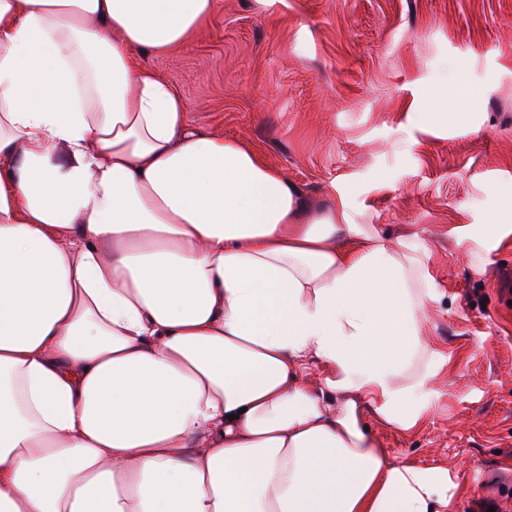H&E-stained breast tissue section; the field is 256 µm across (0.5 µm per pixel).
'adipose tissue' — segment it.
<instances>
[{"instance_id": "1", "label": "adipose tissue", "mask_w": 512, "mask_h": 512, "mask_svg": "<svg viewBox=\"0 0 512 512\" xmlns=\"http://www.w3.org/2000/svg\"><path fill=\"white\" fill-rule=\"evenodd\" d=\"M213 7L0 0V512H450L365 425L436 399L423 257L134 62Z\"/></svg>"}]
</instances>
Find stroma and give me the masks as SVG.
Here are the masks:
<instances>
[{
    "mask_svg": "<svg viewBox=\"0 0 512 512\" xmlns=\"http://www.w3.org/2000/svg\"><path fill=\"white\" fill-rule=\"evenodd\" d=\"M163 54L138 53L203 132L238 139L355 224L411 243L440 294L446 364L420 426L369 429L389 457L452 465L454 512H512V0H214ZM473 237L474 257L451 245Z\"/></svg>",
    "mask_w": 512,
    "mask_h": 512,
    "instance_id": "obj_1",
    "label": "stroma"
}]
</instances>
